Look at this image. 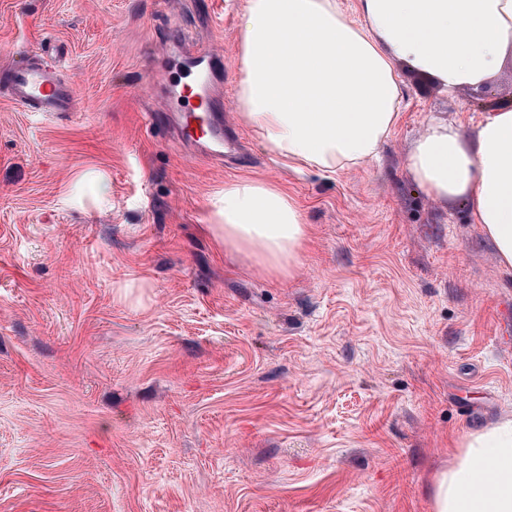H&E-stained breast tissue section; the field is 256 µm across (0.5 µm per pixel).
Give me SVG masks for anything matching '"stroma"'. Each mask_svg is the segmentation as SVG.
I'll use <instances>...</instances> for the list:
<instances>
[{
    "label": "stroma",
    "mask_w": 512,
    "mask_h": 512,
    "mask_svg": "<svg viewBox=\"0 0 512 512\" xmlns=\"http://www.w3.org/2000/svg\"><path fill=\"white\" fill-rule=\"evenodd\" d=\"M244 0H0V71L67 51L75 109L0 93V512H433L454 442L512 416V272L405 157L439 117L473 135L512 63L447 93L405 72L379 157L326 173L233 111ZM224 57L227 167L150 115L177 45ZM256 179L308 226L296 272L206 233Z\"/></svg>",
    "instance_id": "35a3bbf8"
}]
</instances>
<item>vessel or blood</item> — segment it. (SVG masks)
<instances>
[{"label":"vessel or blood","instance_id":"obj_1","mask_svg":"<svg viewBox=\"0 0 512 512\" xmlns=\"http://www.w3.org/2000/svg\"><path fill=\"white\" fill-rule=\"evenodd\" d=\"M182 63L193 79L182 85L179 94L191 101L192 106L178 113L176 134L183 143L190 145L220 144L224 139L223 106L215 94L207 91L206 85L216 72L223 70L224 59L201 44L189 49ZM1 80L12 103L22 111L57 115L72 109L74 90L59 78L49 63L34 62L9 68Z\"/></svg>","mask_w":512,"mask_h":512}]
</instances>
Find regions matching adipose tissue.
Here are the masks:
<instances>
[{
  "mask_svg": "<svg viewBox=\"0 0 512 512\" xmlns=\"http://www.w3.org/2000/svg\"><path fill=\"white\" fill-rule=\"evenodd\" d=\"M245 0L233 106L283 161L326 172L376 158L400 116L401 68L444 90L478 86L512 59V0ZM431 199H464L512 270V105L489 113L466 141L430 120L405 160ZM207 231L262 273L290 276L307 241L295 201L261 180L225 183ZM456 463L433 483V512H512V418L466 435Z\"/></svg>",
  "mask_w": 512,
  "mask_h": 512,
  "instance_id": "1",
  "label": "adipose tissue"
}]
</instances>
